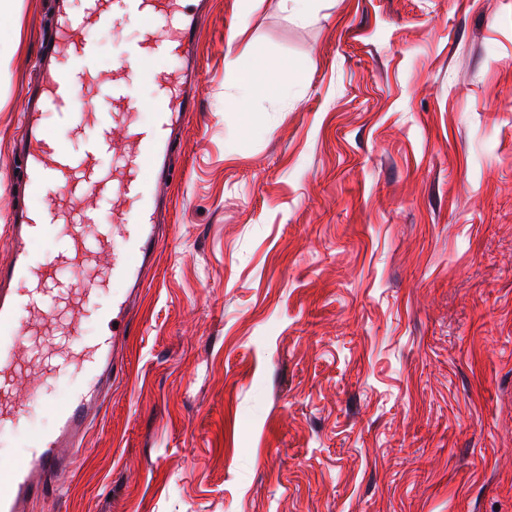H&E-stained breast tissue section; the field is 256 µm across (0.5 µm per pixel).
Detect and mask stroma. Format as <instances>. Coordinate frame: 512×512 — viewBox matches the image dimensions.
<instances>
[{"instance_id":"35a3bbf8","label":"stroma","mask_w":512,"mask_h":512,"mask_svg":"<svg viewBox=\"0 0 512 512\" xmlns=\"http://www.w3.org/2000/svg\"><path fill=\"white\" fill-rule=\"evenodd\" d=\"M11 11L0 172L53 0ZM144 34L95 31L90 89ZM200 50L126 377L31 512H512V0H212ZM255 57L291 81L243 95ZM14 203L44 200L0 179V266ZM68 332L99 326L30 339L56 403Z\"/></svg>"}]
</instances>
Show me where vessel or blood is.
<instances>
[{
    "label": "vessel or blood",
    "mask_w": 512,
    "mask_h": 512,
    "mask_svg": "<svg viewBox=\"0 0 512 512\" xmlns=\"http://www.w3.org/2000/svg\"><path fill=\"white\" fill-rule=\"evenodd\" d=\"M188 0H84L82 13H73L70 0H54L53 35L40 50L39 90L24 114V134L16 158L30 193L54 197L60 190L92 196V208L12 211L9 219L11 260L0 267V424H17L29 403L42 402L37 386L17 401V378L24 344L36 325L52 319V303L70 294L77 280L68 275L74 255L93 249L108 256L105 277L86 282L85 300L75 320L94 317L102 331L92 341L73 340L67 358L56 366L64 373L75 368L66 402L52 405L53 431L36 437L25 454L0 468V512H29L33 503L56 496L58 477L72 470L90 424L98 419L103 392L123 372L129 316L142 291V274L158 256L160 209L173 182L172 152L184 123L199 110L202 67L195 52L199 14ZM135 17L146 32L161 28L162 41L149 37L131 45L120 72L95 93L85 90L96 69L97 47L86 30L112 27ZM156 55L176 61L159 78L148 124L130 125L123 150H116L114 132L120 106L131 104L139 71ZM82 130L83 150L72 153L45 132L46 113ZM122 200L109 221H101L98 203ZM69 224V233L59 231ZM53 240L58 260L38 261L33 243ZM125 291H118V284ZM111 292L110 302L95 305L100 293Z\"/></svg>",
    "instance_id": "vessel-or-blood-1"
}]
</instances>
